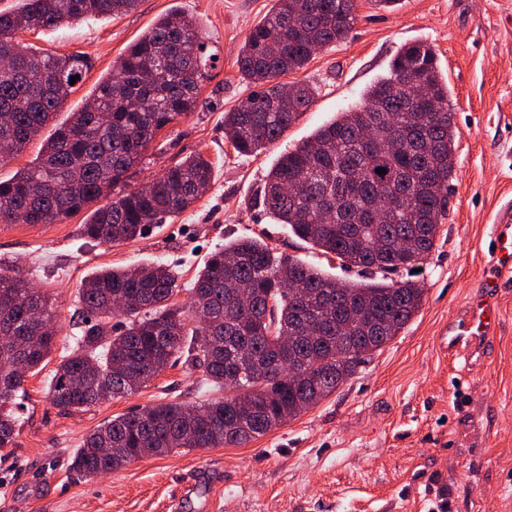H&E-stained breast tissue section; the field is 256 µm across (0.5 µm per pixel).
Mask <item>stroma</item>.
<instances>
[{
  "mask_svg": "<svg viewBox=\"0 0 512 512\" xmlns=\"http://www.w3.org/2000/svg\"><path fill=\"white\" fill-rule=\"evenodd\" d=\"M272 7L273 0H138L133 11L112 18L20 33L37 49L82 53L93 62L60 108L63 120L157 19L172 10L197 17L205 54L214 60L198 106L157 135L128 186L197 153L211 162L213 179L186 211L132 241L84 238L82 212L53 224H0V266L52 295L58 327L55 349L25 383L18 445L0 451V512H211L209 499L216 502L212 512H427L440 493L446 512H512V285L502 292L499 327L481 353L462 349L452 360L441 343L478 286L497 214L512 207V0H398L390 10L356 0L348 36L281 78L316 86L310 108L274 144L242 156L224 137V114L254 90L236 60ZM414 40L437 50L459 132L454 191L436 246L420 272L392 275L420 283L419 312L332 395L245 446L149 457L76 479L67 459L103 422L209 396L180 358L135 394L72 414L54 407L46 391L82 327V281L102 268L161 262L177 278L176 301L185 304L211 253L256 235L283 255L360 279L294 237L258 199L281 153L356 102Z\"/></svg>",
  "mask_w": 512,
  "mask_h": 512,
  "instance_id": "stroma-1",
  "label": "stroma"
}]
</instances>
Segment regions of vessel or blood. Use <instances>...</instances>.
<instances>
[{"label":"vessel or blood","instance_id":"vessel-or-blood-1","mask_svg":"<svg viewBox=\"0 0 512 512\" xmlns=\"http://www.w3.org/2000/svg\"><path fill=\"white\" fill-rule=\"evenodd\" d=\"M492 251L484 278L466 313L453 323L442 344L449 352L476 346L493 336L500 323V292L512 282V210L504 209L492 227Z\"/></svg>","mask_w":512,"mask_h":512}]
</instances>
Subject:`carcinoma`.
<instances>
[{
	"label": "carcinoma",
	"mask_w": 512,
	"mask_h": 512,
	"mask_svg": "<svg viewBox=\"0 0 512 512\" xmlns=\"http://www.w3.org/2000/svg\"><path fill=\"white\" fill-rule=\"evenodd\" d=\"M137 2L18 0L0 11V60L12 64L11 74L0 73V145L12 151L0 155L1 163L41 133L92 68L83 54L23 44L20 30L118 16ZM356 22V0H275L237 58L257 87L224 113V137L237 153L275 143L310 107L312 87L296 83L286 92L278 78L305 68L317 49L345 39ZM200 32L196 18L175 10L129 45L88 103L54 125L37 157L0 180V223L53 224L89 208L84 237L111 244L140 238L148 225L195 203L212 179L200 155L165 168L142 188L112 192L159 132L196 105L208 76ZM371 123L379 138L365 147L361 137ZM457 135L436 49L415 41L357 105L283 153L267 173L263 209L340 265L373 275L369 281L329 276L259 236L212 253L187 308L174 301L177 279L163 264L107 268L85 278L79 298L86 325L48 384L53 406L70 414L130 395L182 354L224 396L156 404L104 422L71 456L72 473L85 480L181 449L241 447L351 378L422 306L417 282L375 274L411 271L431 255L448 211ZM102 199L107 203L93 207ZM241 286L249 291L246 303L237 297ZM117 313L126 319L120 333L112 327ZM55 318L46 292L0 268V450L17 446L19 393L56 342L39 320Z\"/></svg>",
	"instance_id": "obj_1"
}]
</instances>
